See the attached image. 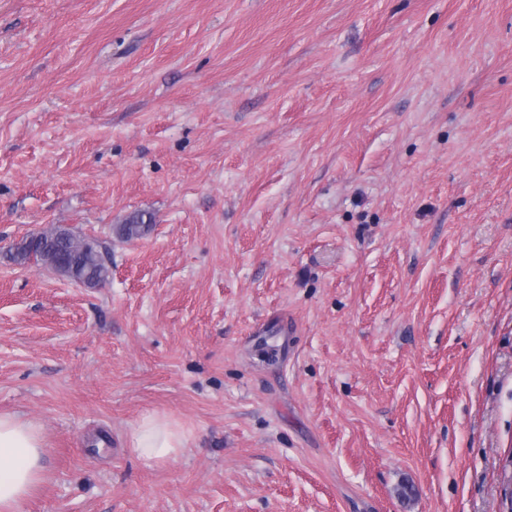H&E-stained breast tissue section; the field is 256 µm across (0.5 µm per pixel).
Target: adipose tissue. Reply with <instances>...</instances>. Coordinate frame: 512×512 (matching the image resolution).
I'll use <instances>...</instances> for the list:
<instances>
[{
    "label": "adipose tissue",
    "mask_w": 512,
    "mask_h": 512,
    "mask_svg": "<svg viewBox=\"0 0 512 512\" xmlns=\"http://www.w3.org/2000/svg\"><path fill=\"white\" fill-rule=\"evenodd\" d=\"M189 441L169 417L144 416L132 429L130 444L145 460L161 463ZM44 434L40 423L17 414H0V512H24L25 503L45 479Z\"/></svg>",
    "instance_id": "adipose-tissue-1"
}]
</instances>
